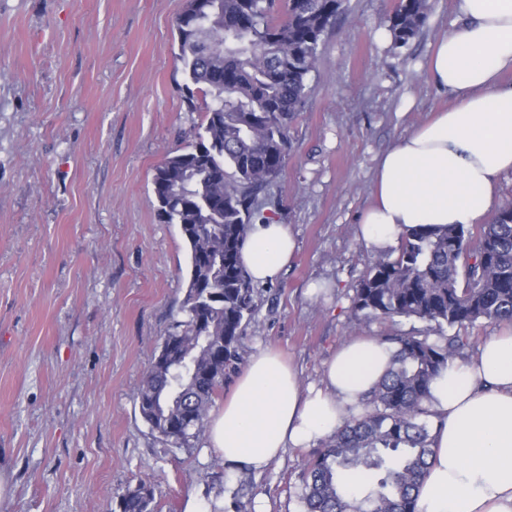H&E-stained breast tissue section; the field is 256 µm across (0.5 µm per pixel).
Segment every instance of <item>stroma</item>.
<instances>
[{
    "mask_svg": "<svg viewBox=\"0 0 512 512\" xmlns=\"http://www.w3.org/2000/svg\"><path fill=\"white\" fill-rule=\"evenodd\" d=\"M420 34L394 47L395 0H347L321 46L283 176L259 196L298 249L255 289L240 347L277 349L302 386L323 385L354 336L409 329L359 321L371 258L358 219L377 158L446 107L427 61L456 21L429 0ZM185 0H0V512H111L139 479L155 512L190 497L220 512H302L319 446L263 471L229 470L205 440L176 449L140 415L137 390L184 295L178 225L151 205L153 170L197 142L206 100L186 101L174 20Z\"/></svg>",
    "mask_w": 512,
    "mask_h": 512,
    "instance_id": "1",
    "label": "stroma"
}]
</instances>
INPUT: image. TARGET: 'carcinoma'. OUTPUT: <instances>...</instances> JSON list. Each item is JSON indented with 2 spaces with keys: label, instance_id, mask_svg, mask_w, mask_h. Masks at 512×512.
<instances>
[{
  "label": "carcinoma",
  "instance_id": "1",
  "mask_svg": "<svg viewBox=\"0 0 512 512\" xmlns=\"http://www.w3.org/2000/svg\"><path fill=\"white\" fill-rule=\"evenodd\" d=\"M345 0H186L175 18L179 60L211 97L199 142L167 153L152 176L151 203L180 226L187 249L183 319L163 337L137 392L152 432L176 449L203 433L224 376L240 362L243 331L255 313L254 286L241 248L256 220L258 194L284 173L291 124L308 108L309 78L325 34ZM429 0H396L388 18L394 46L425 26ZM352 305L365 318L429 324L399 331L389 370L366 410L324 441L302 477L303 512H416L429 459L424 401L441 369L466 345L430 330H465L479 321L512 324V201L478 228L420 227L375 256ZM365 473L349 495L346 471ZM153 485L141 479L116 496L118 512H153Z\"/></svg>",
  "mask_w": 512,
  "mask_h": 512
}]
</instances>
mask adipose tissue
<instances>
[{"label":"adipose tissue","mask_w":512,"mask_h":512,"mask_svg":"<svg viewBox=\"0 0 512 512\" xmlns=\"http://www.w3.org/2000/svg\"><path fill=\"white\" fill-rule=\"evenodd\" d=\"M459 22L437 43L428 74L451 102L379 158L373 202L359 218L371 253L412 229L473 225L498 211V181L512 172V0H455ZM297 249L287 225L255 223L241 250L253 282L274 281ZM393 351L364 336L326 364L321 388L303 389L272 348L254 353L231 396L212 413L207 441L233 469H260L286 448L326 440L381 381ZM434 450L417 512H512V333L492 336L430 385Z\"/></svg>","instance_id":"obj_1"}]
</instances>
